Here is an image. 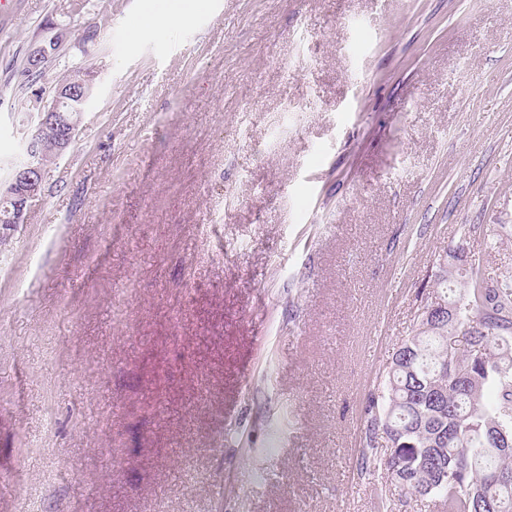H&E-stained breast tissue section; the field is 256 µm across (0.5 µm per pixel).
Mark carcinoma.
Instances as JSON below:
<instances>
[{
  "instance_id": "cac0c4a2",
  "label": "carcinoma",
  "mask_w": 512,
  "mask_h": 512,
  "mask_svg": "<svg viewBox=\"0 0 512 512\" xmlns=\"http://www.w3.org/2000/svg\"><path fill=\"white\" fill-rule=\"evenodd\" d=\"M471 232L436 257L432 296L365 407L359 468L435 512H512V267L464 262ZM508 232L487 224L482 244Z\"/></svg>"
}]
</instances>
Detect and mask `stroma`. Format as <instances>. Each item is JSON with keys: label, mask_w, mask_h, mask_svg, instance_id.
Here are the masks:
<instances>
[{"label": "stroma", "mask_w": 512, "mask_h": 512, "mask_svg": "<svg viewBox=\"0 0 512 512\" xmlns=\"http://www.w3.org/2000/svg\"><path fill=\"white\" fill-rule=\"evenodd\" d=\"M75 66L0 244V512H375L363 408L435 256L512 224V0H18L0 183ZM65 39L66 33L59 31L54 39L33 49L27 58L28 68L31 71L42 69L48 59L57 53ZM93 84L94 74L90 71L65 73L54 88L52 98L35 94L36 123L27 140L28 160L12 174L8 195L13 207L6 218L1 217V227L13 228L25 223L27 207L40 194L46 176L41 158L50 153L63 154L76 139L81 120L65 115L64 112H70L65 107L77 93L91 91ZM49 128L55 130L56 136L45 135Z\"/></svg>", "instance_id": "obj_1"}]
</instances>
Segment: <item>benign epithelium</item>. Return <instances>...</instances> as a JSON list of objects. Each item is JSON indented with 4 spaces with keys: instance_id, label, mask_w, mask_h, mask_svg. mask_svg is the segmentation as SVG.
<instances>
[{
    "instance_id": "1",
    "label": "benign epithelium",
    "mask_w": 512,
    "mask_h": 512,
    "mask_svg": "<svg viewBox=\"0 0 512 512\" xmlns=\"http://www.w3.org/2000/svg\"><path fill=\"white\" fill-rule=\"evenodd\" d=\"M65 39L66 33L60 31L54 39L33 49L27 58L28 68L41 69ZM93 84L94 74L90 71L66 73L59 79L52 98L35 95V125L26 146L28 160L12 174L8 189L12 208L7 217L0 219L3 226L13 228L25 223L27 207L40 194L46 176L41 158L50 153L63 154L76 139L81 120L65 115L66 105L77 93L91 91Z\"/></svg>"
}]
</instances>
